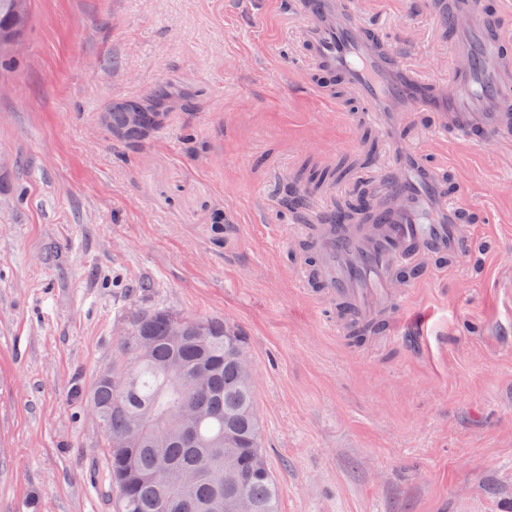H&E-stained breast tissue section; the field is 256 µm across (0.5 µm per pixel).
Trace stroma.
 <instances>
[{
  "instance_id": "obj_1",
  "label": "stroma",
  "mask_w": 512,
  "mask_h": 512,
  "mask_svg": "<svg viewBox=\"0 0 512 512\" xmlns=\"http://www.w3.org/2000/svg\"><path fill=\"white\" fill-rule=\"evenodd\" d=\"M287 0H32L0 66V512H115L74 398L113 359L131 308L221 317L249 340L281 512H502L512 501V149L410 144L449 164L485 240L409 285L401 342L328 327L299 282L295 225L268 222L279 174L347 164L305 211L352 196L377 129L314 93ZM432 0H359L363 20L447 75ZM180 91L146 142L106 106Z\"/></svg>"
}]
</instances>
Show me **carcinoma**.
Here are the masks:
<instances>
[{
  "mask_svg": "<svg viewBox=\"0 0 512 512\" xmlns=\"http://www.w3.org/2000/svg\"><path fill=\"white\" fill-rule=\"evenodd\" d=\"M30 0H0V63L28 23ZM169 94L151 91L102 113L133 146L161 126ZM136 112L131 127L126 114ZM118 358L83 395L104 451L94 464L117 512H280L262 452V419L248 338L222 318L163 308L124 320Z\"/></svg>",
  "mask_w": 512,
  "mask_h": 512,
  "instance_id": "carcinoma-1",
  "label": "carcinoma"
}]
</instances>
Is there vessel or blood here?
<instances>
[{"label":"vessel or blood","mask_w":512,"mask_h":512,"mask_svg":"<svg viewBox=\"0 0 512 512\" xmlns=\"http://www.w3.org/2000/svg\"><path fill=\"white\" fill-rule=\"evenodd\" d=\"M289 12L301 22L307 64L338 73L343 101L357 104L353 125L379 129L388 184L362 223L338 227L321 211L314 225L300 228L298 239L315 254L301 269V284L327 301L325 320L339 335L376 325L394 340L389 306L396 285L408 276H438L446 260L480 246L469 210L448 194L447 167L401 146L407 113L436 108L438 84L365 25L353 0H290ZM438 23L459 38L448 47L454 91L437 115L435 137L444 143L492 137L511 145L512 41L493 33L481 0L441 8ZM424 255L429 264L418 266Z\"/></svg>","instance_id":"b4317fda"}]
</instances>
